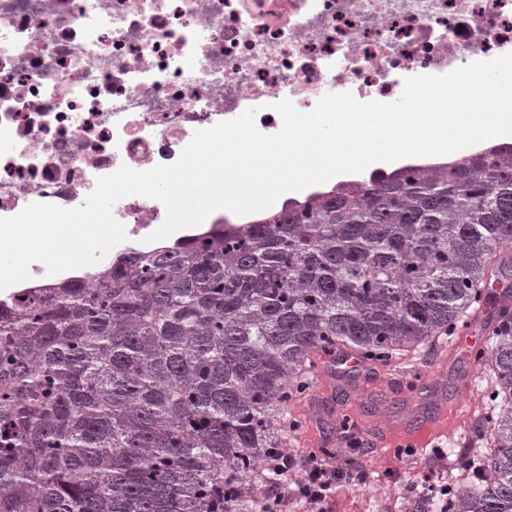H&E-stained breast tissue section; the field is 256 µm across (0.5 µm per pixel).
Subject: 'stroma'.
Masks as SVG:
<instances>
[{"label":"stroma","instance_id":"35a3bbf8","mask_svg":"<svg viewBox=\"0 0 512 512\" xmlns=\"http://www.w3.org/2000/svg\"><path fill=\"white\" fill-rule=\"evenodd\" d=\"M320 364L313 392L292 410L301 425L288 438L290 454L301 461L323 448L342 449L353 433L365 441L357 465L373 475L365 485L337 487L325 512H399L402 499L424 494L420 478L429 449L463 443L476 415L490 406L478 383L467 397L458 396L457 380L476 369L446 350H423L413 362L389 366L403 382L429 387L428 399L419 405L402 396L380 401L384 389L368 367L352 368L328 356ZM341 413L351 417V432L338 429Z\"/></svg>","mask_w":512,"mask_h":512}]
</instances>
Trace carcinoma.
<instances>
[{"instance_id":"carcinoma-1","label":"carcinoma","mask_w":512,"mask_h":512,"mask_svg":"<svg viewBox=\"0 0 512 512\" xmlns=\"http://www.w3.org/2000/svg\"><path fill=\"white\" fill-rule=\"evenodd\" d=\"M506 245L512 152L490 148L0 299V512H255L315 355L435 346ZM489 341L491 453L411 512H512V314Z\"/></svg>"}]
</instances>
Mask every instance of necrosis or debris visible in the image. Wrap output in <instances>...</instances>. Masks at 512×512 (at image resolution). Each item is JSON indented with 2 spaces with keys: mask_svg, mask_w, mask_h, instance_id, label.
<instances>
[{
  "mask_svg": "<svg viewBox=\"0 0 512 512\" xmlns=\"http://www.w3.org/2000/svg\"><path fill=\"white\" fill-rule=\"evenodd\" d=\"M512 53V0H0V217L73 208L98 177L175 162L195 131L325 93L397 100L405 78ZM125 248L164 221L117 201Z\"/></svg>",
  "mask_w": 512,
  "mask_h": 512,
  "instance_id": "obj_1",
  "label": "necrosis or debris"
}]
</instances>
